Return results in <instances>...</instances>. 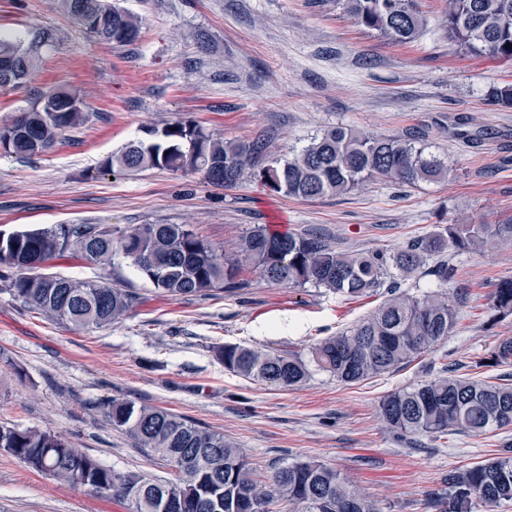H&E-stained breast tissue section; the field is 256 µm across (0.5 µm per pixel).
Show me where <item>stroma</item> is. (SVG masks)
I'll list each match as a JSON object with an SVG mask.
<instances>
[{
  "label": "stroma",
  "mask_w": 512,
  "mask_h": 512,
  "mask_svg": "<svg viewBox=\"0 0 512 512\" xmlns=\"http://www.w3.org/2000/svg\"><path fill=\"white\" fill-rule=\"evenodd\" d=\"M417 3L425 25L413 43L399 44L355 24L336 0H119L140 18L141 38L113 46L74 27L59 0H0L1 31L45 40L38 69L21 86L0 87V126L58 86L77 91L91 114L43 155L0 152V230L188 224L220 251L258 228L318 230L337 250L365 256L391 254L449 224H512V106L489 100L492 88L512 83V61L460 53L448 40L446 0ZM176 120L227 140L264 137L275 157L338 125L413 136L454 174L417 185L376 179L306 200L270 194L255 180L227 190L191 172H100L128 140ZM438 260L448 265L445 290L457 313L446 341L389 374L347 384L315 370L288 390L226 371L215 346L305 355L368 316L380 297L275 285L248 268L240 290L171 298L119 256L107 268L79 256L59 261L57 273L130 288L143 300L112 325L72 329L0 291V422L63 433L115 472L171 479L167 462L104 420V403L128 399L223 433L258 477L316 460L379 512H428L450 470L512 443V426L436 439L398 435L380 419L381 399L419 381L505 373L482 360L512 337V316H495L489 301L500 280L512 279V239L451 248ZM0 512L128 509L0 453Z\"/></svg>",
  "instance_id": "obj_1"
}]
</instances>
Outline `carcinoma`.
I'll use <instances>...</instances> for the list:
<instances>
[{
  "instance_id": "1",
  "label": "carcinoma",
  "mask_w": 512,
  "mask_h": 512,
  "mask_svg": "<svg viewBox=\"0 0 512 512\" xmlns=\"http://www.w3.org/2000/svg\"><path fill=\"white\" fill-rule=\"evenodd\" d=\"M364 28L411 43L423 18L416 0H336ZM72 23L95 39L116 45L138 40L140 21L110 0H62ZM448 40L461 52L512 61V0H448ZM19 56L27 72L39 64L38 45L0 35V57ZM89 120L83 99L67 88L38 98L9 125L0 127L5 153L30 159L52 150L66 132ZM149 139L132 141L101 163L105 172L137 174L148 169L200 172L215 185L233 189L254 179L273 194L303 199L345 195L377 179L415 185L450 177L451 167L416 146L412 139L375 136L336 126L324 130L297 154L270 157V142L216 138L199 125L176 120ZM496 232L481 224H450L442 233L409 241L389 256H355L330 247L315 232L254 231L224 254L200 239L188 224H139L119 236L98 224H50L0 234V278L10 296L45 318L71 328L108 326L127 315L141 297L100 280L50 272L57 261L81 256L102 265L120 253L140 275L168 296L209 297L233 292L250 266L269 282L302 287L312 284L348 300L381 294L383 301L352 329L329 336L304 360L293 350L262 352L237 344L215 347L224 369L262 385L290 389L305 383L310 366L354 383L403 368L446 340L457 314L448 294L411 295L394 280L421 268L426 258L449 247H481ZM490 307L512 316V279L490 294ZM499 366L512 364V339L489 351ZM386 426L401 435L441 437L450 432L481 435L512 426V383L441 376L395 392L380 403ZM105 420L124 431L138 447L176 468L175 481H158L138 472L117 473L74 447L59 432L0 423V451L28 468L91 494H111L130 512H268L284 499L293 512H376L334 468L317 461L296 462L273 472L264 483L224 434L176 413L112 399ZM448 492L432 501L435 512H468L477 498L489 505L512 502V449L451 471Z\"/></svg>"
}]
</instances>
